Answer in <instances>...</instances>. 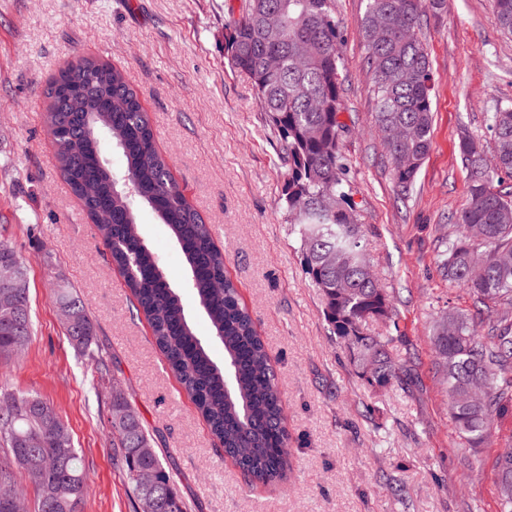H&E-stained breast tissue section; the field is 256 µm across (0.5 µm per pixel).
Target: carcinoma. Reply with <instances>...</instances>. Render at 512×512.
Here are the masks:
<instances>
[{"label": "carcinoma", "mask_w": 512, "mask_h": 512, "mask_svg": "<svg viewBox=\"0 0 512 512\" xmlns=\"http://www.w3.org/2000/svg\"><path fill=\"white\" fill-rule=\"evenodd\" d=\"M447 0H366L361 21L376 99L375 125L385 138L399 195L407 197L432 146V65L423 37L428 9ZM499 28L512 34V0H495ZM274 15L282 34L263 29ZM230 66L247 74L258 104L278 137L287 167L283 196L302 250L305 272L323 300V316L355 374L384 391L404 382L405 368L393 355L390 336L368 332L370 322L388 323L394 299L373 274L362 244L360 213L350 195L351 170L341 150L347 131L343 112L341 41L334 0H242L225 23ZM46 119L57 158L72 191L98 224L112 263L151 325L170 370L207 421L212 435L247 477L282 481L291 472L279 377L238 290L225 275L224 253L214 245L173 180L155 145V135L136 91L115 67L84 57L48 88ZM493 159L481 141L461 138L468 198L455 217L459 232L441 240L440 272L451 287L473 297L474 315L458 311L438 317L431 343L436 372L460 435L479 445L493 420L512 407V191L500 189L512 176V106L489 113ZM112 141L123 167L104 161L102 141ZM149 208L167 226L188 267L185 287L193 292L224 348L217 364L199 338L162 269L145 243L136 215ZM27 315L22 329L0 307V355L20 352L32 340L28 289L14 297ZM58 306L75 318L68 342L89 351L95 331L82 300L64 290ZM112 445L119 449L129 495L141 512H187L138 413L112 386ZM43 433L42 446L28 438ZM0 442L8 448L0 485L14 486L13 467L27 470V456L56 455L70 474L46 487L68 499L67 512L87 491L82 459L65 424L49 402L3 391ZM151 471L155 490L146 493L139 475ZM500 512H512V448L495 459Z\"/></svg>", "instance_id": "obj_1"}]
</instances>
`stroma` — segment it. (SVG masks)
I'll return each mask as SVG.
<instances>
[{"label":"stroma","instance_id":"stroma-1","mask_svg":"<svg viewBox=\"0 0 512 512\" xmlns=\"http://www.w3.org/2000/svg\"><path fill=\"white\" fill-rule=\"evenodd\" d=\"M342 32V151L373 269L395 299L392 337L410 377L387 392L347 365L306 275L282 196L277 137L251 79L234 70L224 24L241 0H0V238L27 269L33 337L0 357V383L47 400L69 428L88 485L78 512H137L113 460L112 383L139 413L187 512H498L494 460L512 443V410L471 446L459 436L434 366L437 312H472L437 267V242L463 208L464 134L494 143L485 115L512 104V37L494 0H448L427 13L433 145L412 194L398 199L375 127L365 64V0H335ZM86 56L120 69L148 113L156 146L188 203L223 249L280 377L294 470L246 485L155 346L150 325L62 176L44 122L46 90ZM137 222L202 338L205 315L182 285L187 271L165 226ZM76 291L94 324L90 354L67 341L57 294ZM401 494H394V487Z\"/></svg>","mask_w":512,"mask_h":512}]
</instances>
